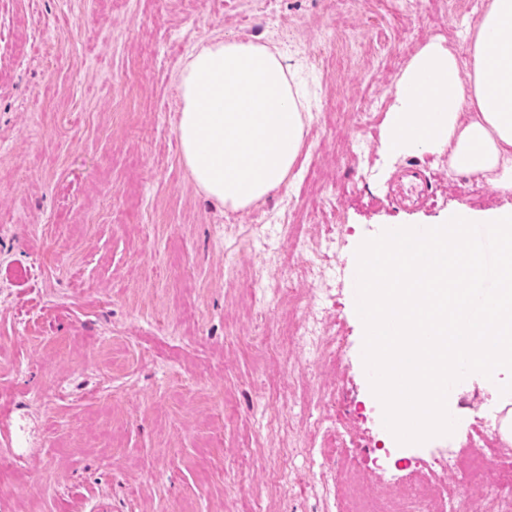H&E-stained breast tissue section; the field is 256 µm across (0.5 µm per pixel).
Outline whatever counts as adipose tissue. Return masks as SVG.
<instances>
[{"mask_svg":"<svg viewBox=\"0 0 512 512\" xmlns=\"http://www.w3.org/2000/svg\"><path fill=\"white\" fill-rule=\"evenodd\" d=\"M468 69L439 42L423 47L400 77L382 152L396 158L448 152L452 171L512 192V0H489L468 32ZM177 126L196 187L243 209L288 183L304 139L306 106L282 52L219 40L182 71ZM430 104L419 111L418 93Z\"/></svg>","mask_w":512,"mask_h":512,"instance_id":"adipose-tissue-1","label":"adipose tissue"}]
</instances>
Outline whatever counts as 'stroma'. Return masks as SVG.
<instances>
[{
	"mask_svg": "<svg viewBox=\"0 0 512 512\" xmlns=\"http://www.w3.org/2000/svg\"><path fill=\"white\" fill-rule=\"evenodd\" d=\"M465 6L0 0V512H91L99 499L110 512H326L338 448L381 485L422 460L447 480L440 451L465 446L512 394L470 374L448 394L451 435L399 444L371 391L349 280L382 229L512 208V193L456 174L447 154L381 151L397 81L430 42L464 50L476 22ZM217 38L285 52L314 91L287 187L240 210L199 192L176 133L179 76ZM411 163L438 180L408 212L387 187ZM285 209L314 241L343 228L321 326L335 365L288 339L309 254L283 239L271 255L244 233ZM313 420L328 454L317 465Z\"/></svg>",
	"mask_w": 512,
	"mask_h": 512,
	"instance_id": "stroma-1",
	"label": "stroma"
}]
</instances>
